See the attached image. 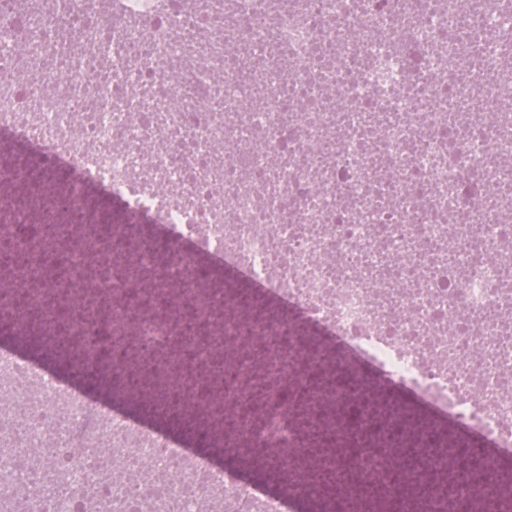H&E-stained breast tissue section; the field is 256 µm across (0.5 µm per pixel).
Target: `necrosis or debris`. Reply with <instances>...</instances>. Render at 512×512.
Returning <instances> with one entry per match:
<instances>
[{
  "mask_svg": "<svg viewBox=\"0 0 512 512\" xmlns=\"http://www.w3.org/2000/svg\"><path fill=\"white\" fill-rule=\"evenodd\" d=\"M0 144L26 197L0 203V319L47 352L72 337L104 376L85 339L107 337L140 377L106 405L0 350V512H281L127 412L175 400L204 444L270 448L293 500L315 466L342 497L440 512L394 478L410 453L416 483L444 471L439 440L348 392L364 360L473 436L467 456L512 450V0H0ZM189 300L198 358L233 384L178 367ZM310 425L333 452L306 459ZM448 491L447 512H496L494 481ZM194 302L183 304L180 311V323L183 333L190 337L188 345H193L203 340L208 332V327L198 317Z\"/></svg>",
  "mask_w": 512,
  "mask_h": 512,
  "instance_id": "obj_1",
  "label": "necrosis or debris"
}]
</instances>
